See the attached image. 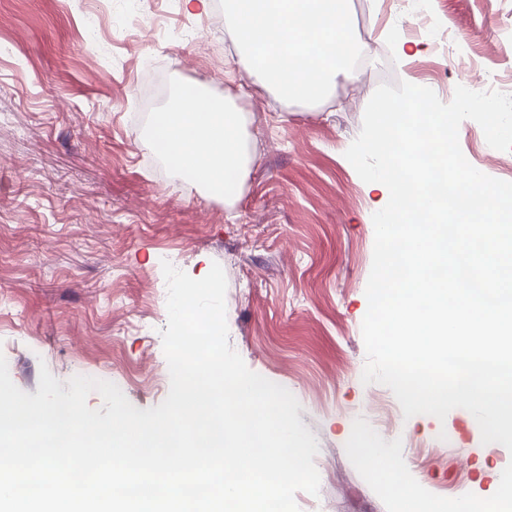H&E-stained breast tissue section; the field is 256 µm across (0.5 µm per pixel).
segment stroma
Returning <instances> with one entry per match:
<instances>
[{
  "instance_id": "35a3bbf8",
  "label": "stroma",
  "mask_w": 512,
  "mask_h": 512,
  "mask_svg": "<svg viewBox=\"0 0 512 512\" xmlns=\"http://www.w3.org/2000/svg\"><path fill=\"white\" fill-rule=\"evenodd\" d=\"M371 53L315 105L289 103L239 62L219 6L184 0H0V354L21 390L41 368L114 383L131 404L164 401L163 262L187 274L219 263L229 343L248 368L289 390L319 443L318 495L300 512H398L384 474L353 452L367 428L408 465L433 501L495 494L512 452L483 443L463 408L405 418L385 385L363 384L362 321L379 191L344 153L381 83L406 81L450 102L462 64L512 71V0H350ZM189 29L166 42L124 43L130 13ZM400 30L415 54L381 40ZM454 40L440 68V32ZM185 86L245 114L255 160L232 203L193 183L147 143L149 104ZM467 160L512 182V152L474 121L459 127Z\"/></svg>"
}]
</instances>
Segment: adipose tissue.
I'll return each mask as SVG.
<instances>
[{
	"label": "adipose tissue",
	"instance_id": "adipose-tissue-1",
	"mask_svg": "<svg viewBox=\"0 0 512 512\" xmlns=\"http://www.w3.org/2000/svg\"><path fill=\"white\" fill-rule=\"evenodd\" d=\"M244 123L243 113L231 102L215 100L199 90L181 89L175 105L156 114L150 139L162 142L168 158L193 182L215 194L228 195L251 161L241 137ZM354 447L396 488L401 512H440L408 479L404 461L383 447L375 434L359 430Z\"/></svg>",
	"mask_w": 512,
	"mask_h": 512
}]
</instances>
